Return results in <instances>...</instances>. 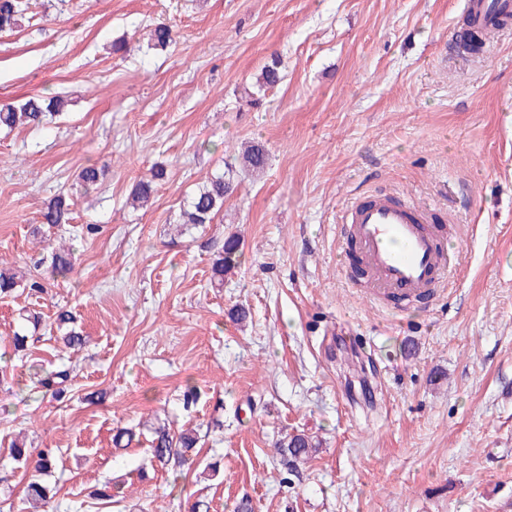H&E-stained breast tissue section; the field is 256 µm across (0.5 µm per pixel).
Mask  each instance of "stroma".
I'll list each match as a JSON object with an SVG mask.
<instances>
[{
    "instance_id": "35a3bbf8",
    "label": "stroma",
    "mask_w": 512,
    "mask_h": 512,
    "mask_svg": "<svg viewBox=\"0 0 512 512\" xmlns=\"http://www.w3.org/2000/svg\"><path fill=\"white\" fill-rule=\"evenodd\" d=\"M461 9L32 0V19L0 35V104L65 106L0 130V267L46 284L0 298V366L14 375L0 387V512L25 505L19 435L59 455L45 478L54 512H190L199 500L234 512L244 499L252 512H512V32L451 57ZM160 20L175 40L148 48ZM274 55L284 77L260 86ZM253 143L265 169L234 170L215 221L177 228L197 187ZM90 164L106 172L85 190ZM155 166L166 176L151 206L132 209ZM375 192L454 220L462 274L426 309L396 310L346 276L336 226ZM57 195L72 221L42 229L73 251L64 277L32 234ZM233 233L238 265L212 287ZM59 307L80 350L62 344ZM35 361L69 368L68 400L34 391ZM158 426L197 429L191 470L153 461ZM122 427L139 435L126 448L112 441ZM293 431L320 442L297 473L274 448ZM107 483L111 499L95 498Z\"/></svg>"
}]
</instances>
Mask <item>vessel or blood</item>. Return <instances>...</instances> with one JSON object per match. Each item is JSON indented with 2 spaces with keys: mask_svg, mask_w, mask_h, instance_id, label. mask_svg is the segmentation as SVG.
I'll list each match as a JSON object with an SVG mask.
<instances>
[{
  "mask_svg": "<svg viewBox=\"0 0 512 512\" xmlns=\"http://www.w3.org/2000/svg\"><path fill=\"white\" fill-rule=\"evenodd\" d=\"M462 16L474 28L504 32L512 29V0H463ZM432 210L387 194L351 201L338 235L353 241L373 297L407 305L459 276V258L433 226Z\"/></svg>",
  "mask_w": 512,
  "mask_h": 512,
  "instance_id": "b4317fda",
  "label": "vessel or blood"
}]
</instances>
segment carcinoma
I'll use <instances>...</instances> for the list:
<instances>
[{
  "instance_id": "obj_1",
  "label": "carcinoma",
  "mask_w": 512,
  "mask_h": 512,
  "mask_svg": "<svg viewBox=\"0 0 512 512\" xmlns=\"http://www.w3.org/2000/svg\"><path fill=\"white\" fill-rule=\"evenodd\" d=\"M30 0H0V32L11 31L21 26L22 20L29 14ZM172 41V30L164 22L155 24L151 33V42L155 47H166ZM281 63L277 58L263 67L261 80L263 86H274L282 79ZM64 107V100L58 96L50 98L30 97L20 104H8L0 107V128L13 129L18 126H38L49 115L57 114ZM243 167L252 171H261L267 163V154L258 144L245 148L241 154ZM104 168L95 165L84 167L78 181L85 188L96 185L103 174ZM164 178V169L152 170L151 176L139 181L132 191L130 205L136 209L144 208L151 202L156 182ZM233 191L231 180L222 175L210 178L198 187L187 205L181 209L178 223L210 224L224 209L225 197ZM46 224L70 223L69 205L65 198L59 196L49 201L42 213ZM240 238L231 235L224 239L221 252L213 262L212 272L214 284L224 285V273L234 267L239 254ZM50 267L58 275L65 276L72 271L73 259L69 252L55 250L50 254ZM17 288H26L29 292L44 291L43 283L37 278L25 279L16 271L0 268V296H7ZM29 379L35 389H40L52 398L59 400L67 392L69 372L65 369L49 371L42 364L29 367ZM199 437L193 431L170 433L166 429L154 431L150 441L152 459L163 466L172 464L176 467L192 465L193 453ZM317 442L303 432L287 434L276 442L278 453L283 457L291 472L297 471L299 464L305 462ZM10 454L14 461L24 468L28 475L26 496L30 500L49 503L53 498L51 488L43 481L57 467L58 457L52 448H43L37 452L28 448L26 442L14 440L10 446Z\"/></svg>"
}]
</instances>
